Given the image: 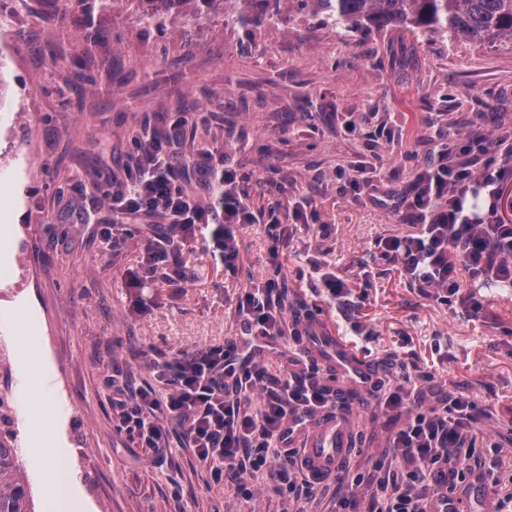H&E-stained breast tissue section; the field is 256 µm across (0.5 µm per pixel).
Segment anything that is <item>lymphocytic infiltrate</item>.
<instances>
[{
	"mask_svg": "<svg viewBox=\"0 0 512 512\" xmlns=\"http://www.w3.org/2000/svg\"><path fill=\"white\" fill-rule=\"evenodd\" d=\"M511 179L512 126L497 127L484 138L443 136L432 157L417 168L403 200L404 219L412 231L379 239L380 256L398 265L407 282L424 295L479 311L475 284L512 283V224L499 214L503 187ZM239 182L232 169L216 178L221 219L214 241L230 271L236 267L237 236L254 221ZM481 192L487 197L486 209L469 210L468 195ZM99 196L113 223L101 235L102 253L125 244L130 237L126 220L141 214L161 215L186 239L196 232L194 196L160 140L138 142L125 186L100 190ZM237 311L246 328L272 341L281 338L286 322L281 283L258 285L239 298ZM230 353V348L210 346L154 364V385L122 390L114 405L125 428L155 453L167 451L174 423L193 460L214 480H222L228 469L240 475L265 469L276 479L275 491L295 492L291 439L302 423L329 408L330 392L294 371L277 388L260 387L252 359L238 366L229 363ZM254 393L260 409L250 413L242 402ZM413 396L406 378L381 399L403 419L390 438V453L404 466L398 475L377 479L369 512H458L454 486H438L435 479L466 468L477 442L473 424L480 408L467 397L417 406Z\"/></svg>",
	"mask_w": 512,
	"mask_h": 512,
	"instance_id": "obj_1",
	"label": "lymphocytic infiltrate"
}]
</instances>
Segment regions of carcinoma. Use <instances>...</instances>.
I'll use <instances>...</instances> for the list:
<instances>
[{"mask_svg":"<svg viewBox=\"0 0 512 512\" xmlns=\"http://www.w3.org/2000/svg\"><path fill=\"white\" fill-rule=\"evenodd\" d=\"M142 20L161 22L168 13L194 7L198 18L219 10L257 23L271 0H137ZM288 8L310 9L323 23L352 36L363 27L428 30L444 38L485 43L512 39V0H288ZM11 415L0 405V512H35Z\"/></svg>","mask_w":512,"mask_h":512,"instance_id":"1","label":"carcinoma"}]
</instances>
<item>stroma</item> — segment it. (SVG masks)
Masks as SVG:
<instances>
[{
    "label": "stroma",
    "mask_w": 512,
    "mask_h": 512,
    "mask_svg": "<svg viewBox=\"0 0 512 512\" xmlns=\"http://www.w3.org/2000/svg\"><path fill=\"white\" fill-rule=\"evenodd\" d=\"M277 9L255 26L184 8L158 30L118 0L54 27L41 0H29L0 49V265L25 257L40 271L33 284L15 274L0 283V345L12 353L0 389L13 392L23 419L28 355L40 353L54 405L43 435L60 449L82 512H286L269 475L247 476L252 495L243 497L232 479L214 483L179 434L164 458L141 447L120 430L106 386L152 384L151 363L242 340L237 300L274 276L288 302L303 303L378 371L380 388L408 376L428 401L474 399L478 436L501 445L497 471L512 475V289H480L473 315L424 296L376 249L381 236L408 231L396 201L439 136L512 125V42L406 29L349 39L289 12L286 0ZM181 114L191 123L178 135ZM146 135L167 141L199 220L195 238L172 236L169 266L131 288L125 276L139 271L147 239L134 222L135 238L102 254L112 215L97 194L122 188L133 143ZM362 162L385 172L377 201L338 188L337 169ZM227 166L247 175L258 218L238 237L232 271L211 236L207 187ZM299 201L313 212L308 223L292 221ZM272 211L281 219L275 241L265 227ZM314 263L343 281L346 302L329 299ZM36 312L47 331L34 328ZM249 340L267 382L308 353L291 331L274 345ZM335 373L325 365L320 376L349 415L342 467L372 474L399 421L375 394L342 389ZM22 448L36 512H65L36 445ZM482 471L475 464L461 478L460 512H492L498 495ZM294 472L311 487L299 512H336L335 476L312 485L302 466Z\"/></svg>",
    "instance_id": "35a3bbf8"
}]
</instances>
